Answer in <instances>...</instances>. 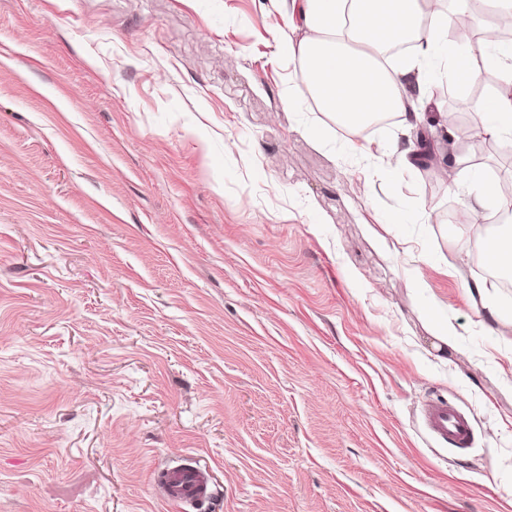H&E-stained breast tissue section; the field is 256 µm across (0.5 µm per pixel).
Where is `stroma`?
Instances as JSON below:
<instances>
[{"label": "stroma", "instance_id": "stroma-1", "mask_svg": "<svg viewBox=\"0 0 512 512\" xmlns=\"http://www.w3.org/2000/svg\"><path fill=\"white\" fill-rule=\"evenodd\" d=\"M290 2L0 0V512H512L475 183L289 103ZM420 420L431 438L446 443L451 448L464 449L473 437L469 416L444 398L423 403ZM166 498L174 503L198 510L212 497L204 472L189 465L174 467L165 472Z\"/></svg>", "mask_w": 512, "mask_h": 512}]
</instances>
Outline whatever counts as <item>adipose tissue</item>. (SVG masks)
I'll return each instance as SVG.
<instances>
[{
  "label": "adipose tissue",
  "instance_id": "adipose-tissue-1",
  "mask_svg": "<svg viewBox=\"0 0 512 512\" xmlns=\"http://www.w3.org/2000/svg\"><path fill=\"white\" fill-rule=\"evenodd\" d=\"M426 0H292L290 22L298 39L282 46L289 62L302 69L303 87L290 99L311 94L322 112L358 134L369 118L392 112L414 129L422 121L420 103L428 77L439 74L451 82L476 78L474 55L506 84L480 104L460 99L461 111L476 110L483 119L481 137L512 140V44L501 41L492 23L479 36L449 39L450 19L440 12L425 13ZM412 48L409 60L382 64L381 56L397 44Z\"/></svg>",
  "mask_w": 512,
  "mask_h": 512
}]
</instances>
